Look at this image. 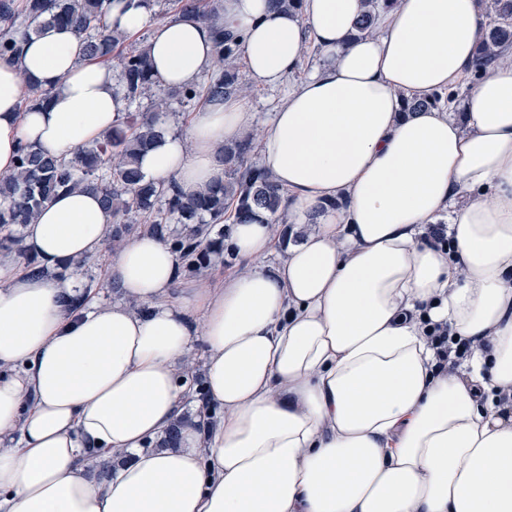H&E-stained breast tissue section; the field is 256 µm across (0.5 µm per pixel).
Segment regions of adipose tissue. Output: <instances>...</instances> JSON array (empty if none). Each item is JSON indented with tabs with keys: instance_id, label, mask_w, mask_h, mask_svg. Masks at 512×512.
Listing matches in <instances>:
<instances>
[{
	"instance_id": "obj_1",
	"label": "adipose tissue",
	"mask_w": 512,
	"mask_h": 512,
	"mask_svg": "<svg viewBox=\"0 0 512 512\" xmlns=\"http://www.w3.org/2000/svg\"><path fill=\"white\" fill-rule=\"evenodd\" d=\"M364 0H221L253 84L279 87L319 62L260 130L258 164L288 195L287 243L265 213L225 247L279 265L209 288L180 283L159 237L112 258L124 304L69 307L49 277L96 255L112 214L79 189L46 202L24 244L45 272L0 262V512H512V63L476 65L481 0H395L374 34ZM113 29L149 31L165 86L215 68L213 25L109 0ZM44 106L24 109L28 83ZM285 86V85H284ZM465 87L447 105L403 99ZM126 107L112 62L48 26L0 56V177L19 145L58 158L102 140ZM254 122L243 97L193 112L140 158L187 194L222 184L218 149ZM318 223H310L311 215ZM447 219L453 253L428 241ZM483 339L435 370L425 322ZM207 345L215 422L183 419L176 366ZM178 427L176 446L153 440Z\"/></svg>"
}]
</instances>
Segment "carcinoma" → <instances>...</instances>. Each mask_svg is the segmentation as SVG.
Returning a JSON list of instances; mask_svg holds the SVG:
<instances>
[{"mask_svg": "<svg viewBox=\"0 0 512 512\" xmlns=\"http://www.w3.org/2000/svg\"><path fill=\"white\" fill-rule=\"evenodd\" d=\"M0 0V56H16L20 43L47 25L73 28L84 40L91 57L116 56L119 81L126 111L101 141L79 150L70 159L41 153L31 145L19 149L17 172L0 177V197L10 205L0 209V229L30 224L42 207L61 190L79 188L97 193L112 211V236L118 237L133 224L164 240L176 255L180 271L196 274L208 267L211 256L224 254V237L231 225L251 220L256 211H265L273 224L288 223L285 193L255 157V136L246 134L227 142L220 150L224 163V184L193 195H185L174 183L157 184L144 179L138 166L140 155L161 134L166 112L177 100L196 102L246 96L251 87L241 74L239 45L215 29L218 69L207 81L185 88H167L152 71L145 43H131L112 30L107 20L105 0ZM392 0H367L368 10L358 22V33L369 34L377 17L390 8ZM175 11L192 13L203 21L216 18L220 0H172ZM494 21L485 26L475 71L503 57L512 47V0H491ZM441 93L414 98L404 103L403 111L416 112L438 107ZM170 224H186L178 235L169 232ZM0 247L16 249L25 268L45 273L35 257L19 248V238L6 234Z\"/></svg>", "mask_w": 512, "mask_h": 512, "instance_id": "carcinoma-1", "label": "carcinoma"}]
</instances>
